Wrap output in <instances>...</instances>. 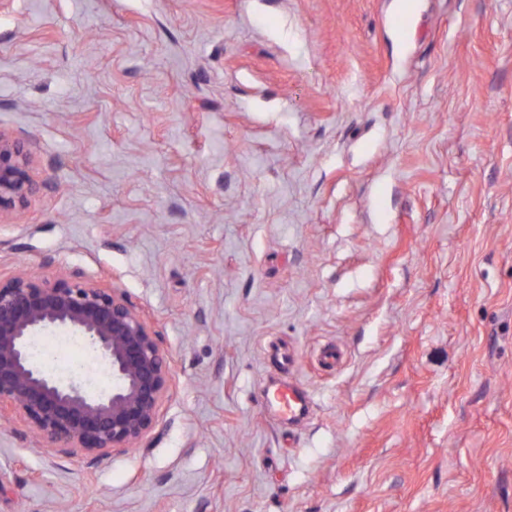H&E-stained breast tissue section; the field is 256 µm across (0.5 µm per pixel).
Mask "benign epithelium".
<instances>
[{
  "label": "benign epithelium",
  "mask_w": 512,
  "mask_h": 512,
  "mask_svg": "<svg viewBox=\"0 0 512 512\" xmlns=\"http://www.w3.org/2000/svg\"><path fill=\"white\" fill-rule=\"evenodd\" d=\"M37 190L20 141L0 130V214ZM65 330L83 337L112 374L95 391L46 374L28 354L36 336ZM169 371L143 317L112 288L80 281L0 280V418L18 414L62 453L92 462L134 447L155 425Z\"/></svg>",
  "instance_id": "7a95c632"
}]
</instances>
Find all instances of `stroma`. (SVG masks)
<instances>
[{
	"instance_id": "stroma-1",
	"label": "stroma",
	"mask_w": 512,
	"mask_h": 512,
	"mask_svg": "<svg viewBox=\"0 0 512 512\" xmlns=\"http://www.w3.org/2000/svg\"><path fill=\"white\" fill-rule=\"evenodd\" d=\"M414 3L0 10V279L115 288L171 370L94 464L0 424V512H512V0ZM36 190L24 146L0 130V216L23 207ZM266 405L277 407L278 410L289 417L304 415L308 409L306 399L294 388L285 386L284 390L276 388L274 391H267L265 396Z\"/></svg>"
}]
</instances>
